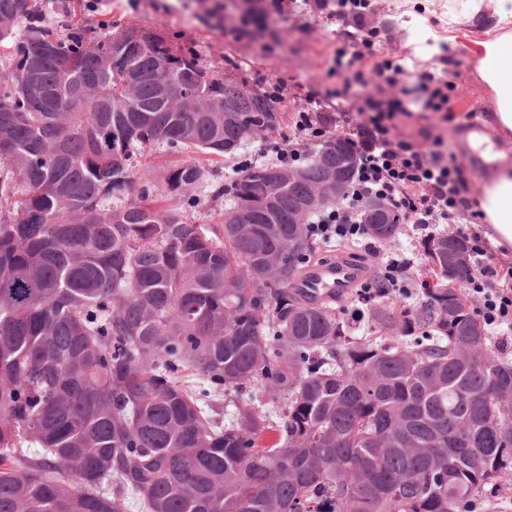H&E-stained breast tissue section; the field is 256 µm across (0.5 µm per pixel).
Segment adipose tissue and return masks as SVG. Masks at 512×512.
I'll use <instances>...</instances> for the list:
<instances>
[{
  "label": "adipose tissue",
  "mask_w": 512,
  "mask_h": 512,
  "mask_svg": "<svg viewBox=\"0 0 512 512\" xmlns=\"http://www.w3.org/2000/svg\"><path fill=\"white\" fill-rule=\"evenodd\" d=\"M449 44L464 40L492 102L488 131L468 132L463 142L487 166L474 201L490 244L512 251V162L496 142L512 136V0H448Z\"/></svg>",
  "instance_id": "1"
}]
</instances>
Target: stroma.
I'll use <instances>...</instances> for the list:
<instances>
[{
    "label": "stroma",
    "mask_w": 512,
    "mask_h": 512,
    "mask_svg": "<svg viewBox=\"0 0 512 512\" xmlns=\"http://www.w3.org/2000/svg\"><path fill=\"white\" fill-rule=\"evenodd\" d=\"M60 2L69 10L72 23L95 28L99 34L111 33L116 23L157 31L192 48L211 66L240 74L264 90H271L278 82L286 84L283 123L267 141H245L236 159L206 162L212 180L223 184L235 176L237 158L261 162L273 157L275 147L300 140L296 120L298 112L306 107L307 95L335 89L336 51L358 35L353 17L330 16L329 6L321 0H286L275 42L259 36L237 39L231 32L237 23L232 15L224 25H216L213 14L224 0H46L45 6L51 9ZM447 6L448 0H370V18L377 29L371 50L375 59H386L409 70L454 73L452 95L459 112L471 114L481 124L491 109L490 96L475 78L466 51L450 46L442 58H417L413 43L401 28L402 21L410 20L419 35L446 39ZM424 101L422 91L409 96L413 117L402 125V132L418 144L429 134L442 137L463 165L471 194H478L483 167L459 143L465 126L442 122L438 115L425 111Z\"/></svg>",
    "instance_id": "35a3bbf8"
}]
</instances>
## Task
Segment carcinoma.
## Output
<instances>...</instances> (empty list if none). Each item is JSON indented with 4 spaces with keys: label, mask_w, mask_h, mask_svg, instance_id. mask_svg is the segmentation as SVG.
I'll return each instance as SVG.
<instances>
[{
    "label": "carcinoma",
    "mask_w": 512,
    "mask_h": 512,
    "mask_svg": "<svg viewBox=\"0 0 512 512\" xmlns=\"http://www.w3.org/2000/svg\"><path fill=\"white\" fill-rule=\"evenodd\" d=\"M242 2L233 34L277 40L264 0ZM120 34L118 65L109 38L0 0V512H472L512 471V404L483 399L512 396V362L467 304L471 262H448L470 242L423 236L438 287L413 307L380 294L353 335L290 288L319 249L309 219L336 208L314 189L353 180L349 138L242 165L211 229L194 155L266 139L280 102L158 32ZM49 42L37 101L17 72ZM168 83L220 111L165 108ZM154 148L184 158L157 169ZM370 204L367 234L395 238L403 216L375 224Z\"/></svg>",
    "instance_id": "1"
}]
</instances>
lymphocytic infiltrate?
I'll return each instance as SVG.
<instances>
[{
    "label": "lymphocytic infiltrate",
    "instance_id": "1",
    "mask_svg": "<svg viewBox=\"0 0 512 512\" xmlns=\"http://www.w3.org/2000/svg\"><path fill=\"white\" fill-rule=\"evenodd\" d=\"M368 6V0H336L337 16H354L360 32L359 38L337 53L342 60L337 68L342 86L333 95L339 100L347 98L353 86L368 85L358 70L365 49L376 35L367 19ZM373 74L391 86L416 84L427 94V110L439 114L445 122L455 118L450 96L454 82L450 75L409 72L383 61L375 64ZM409 115L402 99L383 101L366 94L361 96L356 111L336 115L357 150L358 167L342 205L318 216L311 233L323 240L363 239L371 254L382 256L376 280L363 283L357 291L359 300L365 302L375 298L381 285L407 296L427 286L415 275L412 259L388 251L383 242L368 239L361 221V210L368 198L396 207L404 213L407 223L421 232L436 224L452 223L470 211L464 169L443 140L433 138L430 148L424 150L398 134L400 120ZM472 260L476 274L469 293L479 300L478 314L486 330L493 336L512 334V262L496 259L478 235L473 238Z\"/></svg>",
    "mask_w": 512,
    "mask_h": 512
}]
</instances>
